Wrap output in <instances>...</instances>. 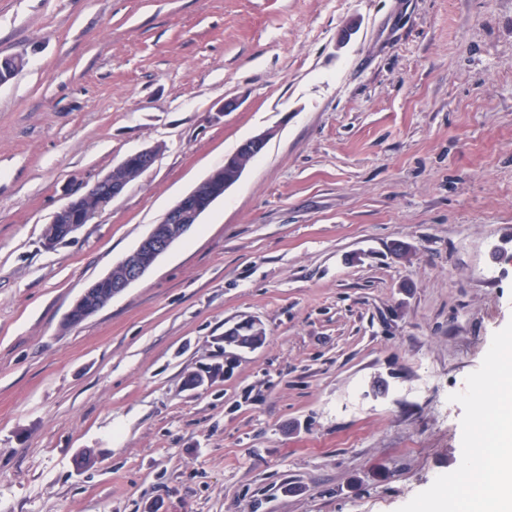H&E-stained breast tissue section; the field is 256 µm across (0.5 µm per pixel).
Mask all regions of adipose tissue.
Returning <instances> with one entry per match:
<instances>
[{
	"label": "adipose tissue",
	"mask_w": 512,
	"mask_h": 512,
	"mask_svg": "<svg viewBox=\"0 0 512 512\" xmlns=\"http://www.w3.org/2000/svg\"><path fill=\"white\" fill-rule=\"evenodd\" d=\"M492 358L499 377L481 387L477 422L469 436L462 479L484 491L479 512H512V348L495 346Z\"/></svg>",
	"instance_id": "adipose-tissue-1"
}]
</instances>
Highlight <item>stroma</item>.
<instances>
[{
  "label": "stroma",
  "mask_w": 512,
  "mask_h": 512,
  "mask_svg": "<svg viewBox=\"0 0 512 512\" xmlns=\"http://www.w3.org/2000/svg\"><path fill=\"white\" fill-rule=\"evenodd\" d=\"M13 56L0 512H412L457 473L512 337V0H0ZM263 132L200 224L66 324ZM247 320L263 344L225 361ZM156 153V148H146L133 154H129L119 162L112 171L106 174L102 180L96 183L95 187L103 185L104 189L107 191L100 201V211L104 210L112 199L119 195L127 185V182L124 179L116 177L113 172L118 169H133L138 172L148 169L153 165Z\"/></svg>",
  "instance_id": "stroma-1"
}]
</instances>
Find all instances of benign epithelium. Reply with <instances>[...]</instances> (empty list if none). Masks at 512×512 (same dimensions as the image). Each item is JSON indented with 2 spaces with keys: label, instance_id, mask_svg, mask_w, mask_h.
Listing matches in <instances>:
<instances>
[{
  "label": "benign epithelium",
  "instance_id": "1",
  "mask_svg": "<svg viewBox=\"0 0 512 512\" xmlns=\"http://www.w3.org/2000/svg\"><path fill=\"white\" fill-rule=\"evenodd\" d=\"M268 138L267 133L258 134L243 142L232 155L224 159L222 170L232 173L230 179L223 182L214 174L204 185L197 186L171 207L138 247L116 264L107 275L112 281V294L121 293L140 279L162 254L198 224L212 204L223 197L224 193L239 180L247 164L263 152ZM156 153V149L146 148L129 154L115 166V169L143 171L153 165ZM98 184L106 190L100 201V209L103 210L123 191L127 182L110 172L98 181Z\"/></svg>",
  "mask_w": 512,
  "mask_h": 512
}]
</instances>
